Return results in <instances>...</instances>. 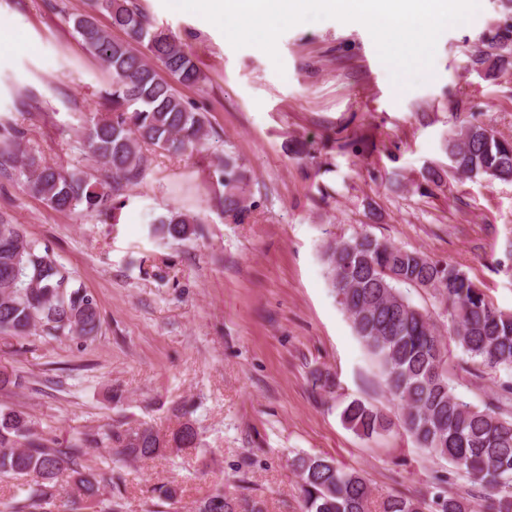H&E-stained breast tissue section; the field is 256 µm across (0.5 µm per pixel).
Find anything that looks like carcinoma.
Masks as SVG:
<instances>
[{
	"mask_svg": "<svg viewBox=\"0 0 512 512\" xmlns=\"http://www.w3.org/2000/svg\"><path fill=\"white\" fill-rule=\"evenodd\" d=\"M89 10L73 17V32L110 72L111 89L102 96L106 112L84 127L85 148L103 166L95 178L28 155L19 137L0 154L21 157L28 185L51 208L97 212L136 185L143 176V147L183 153L203 146L213 134L207 113L185 99L181 89L197 85L202 72L174 36L151 27L135 0H88ZM126 35L116 40L96 14ZM450 171L429 169L425 179L438 186L448 173L512 181V141L478 121L448 136ZM217 204L224 218L239 223L252 207L249 176L230 154L217 158ZM198 218L174 211L152 225L151 233L186 241L197 233ZM330 288L353 330L377 363L385 387L400 410L404 430L418 447L448 461L474 487L466 498L435 492L423 499L377 494L360 473L334 459L298 454L292 466L301 481L303 512H474L473 499L488 512H512V313L496 308L459 267L435 260L368 232L330 237L322 245ZM418 288L446 304L448 334L429 311L404 294ZM44 324L54 338L91 337L100 319L94 297L46 249L27 239L18 224L0 223V329L28 335ZM455 344L474 369L503 371L510 377L486 403L460 398L448 377V346ZM342 423L371 438L392 428L384 409L352 400L340 413ZM192 423L162 434L149 426H116L86 435L61 448L34 428L23 410L0 411V474L35 476L9 512H40L51 488L63 476L80 500L94 501L100 481L85 464L86 449L110 448L116 461L148 459L170 448L197 445ZM192 512H236L222 493L199 500Z\"/></svg>",
	"mask_w": 512,
	"mask_h": 512,
	"instance_id": "carcinoma-1",
	"label": "carcinoma"
}]
</instances>
